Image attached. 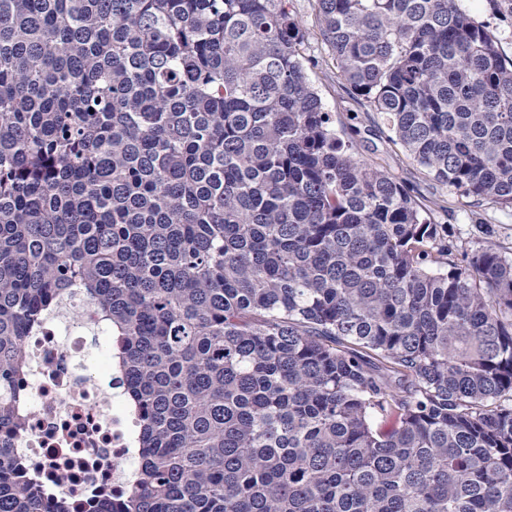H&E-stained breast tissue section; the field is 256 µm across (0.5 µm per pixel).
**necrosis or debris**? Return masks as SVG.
Masks as SVG:
<instances>
[{
	"label": "necrosis or debris",
	"mask_w": 512,
	"mask_h": 512,
	"mask_svg": "<svg viewBox=\"0 0 512 512\" xmlns=\"http://www.w3.org/2000/svg\"><path fill=\"white\" fill-rule=\"evenodd\" d=\"M85 308L78 290H70L63 309L30 337L17 406L23 427L10 437L33 481L73 499L124 492L139 442L122 361Z\"/></svg>",
	"instance_id": "necrosis-or-debris-1"
}]
</instances>
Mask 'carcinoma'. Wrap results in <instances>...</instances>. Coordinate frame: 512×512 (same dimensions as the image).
Returning <instances> with one entry per match:
<instances>
[{
    "instance_id": "carcinoma-1",
    "label": "carcinoma",
    "mask_w": 512,
    "mask_h": 512,
    "mask_svg": "<svg viewBox=\"0 0 512 512\" xmlns=\"http://www.w3.org/2000/svg\"><path fill=\"white\" fill-rule=\"evenodd\" d=\"M316 11L413 162L512 209L488 27ZM304 39L292 0H0V512H75L26 480L5 395L71 287L141 411L132 486L88 512H512V257L337 136Z\"/></svg>"
}]
</instances>
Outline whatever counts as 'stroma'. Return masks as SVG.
Returning a JSON list of instances; mask_svg holds the SVG:
<instances>
[{"instance_id": "obj_1", "label": "stroma", "mask_w": 512, "mask_h": 512, "mask_svg": "<svg viewBox=\"0 0 512 512\" xmlns=\"http://www.w3.org/2000/svg\"><path fill=\"white\" fill-rule=\"evenodd\" d=\"M294 11L306 32L305 53L315 61L314 67L307 71L309 81L329 112L337 133L359 128L360 159L413 188L417 202L426 209L428 222L446 228L463 247H479L484 241L481 228L488 225L495 231V242L512 256V211L488 202L476 203L433 181L400 145L391 142L380 114L368 105L359 104L338 78L333 57L320 35L315 0H294ZM438 196L450 200L449 211L429 209L430 200Z\"/></svg>"}]
</instances>
